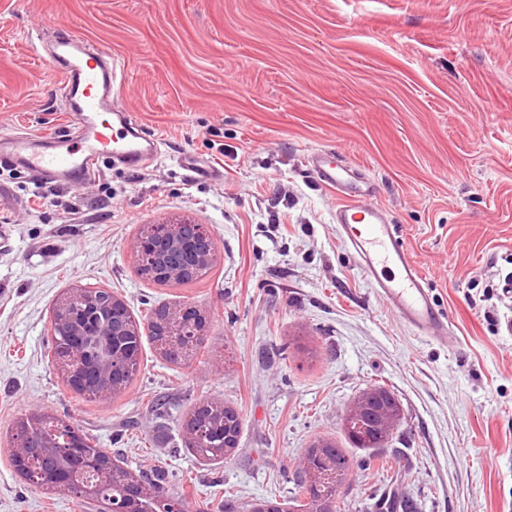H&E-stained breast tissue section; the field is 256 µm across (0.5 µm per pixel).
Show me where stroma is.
Returning <instances> with one entry per match:
<instances>
[{
  "label": "stroma",
  "mask_w": 512,
  "mask_h": 512,
  "mask_svg": "<svg viewBox=\"0 0 512 512\" xmlns=\"http://www.w3.org/2000/svg\"><path fill=\"white\" fill-rule=\"evenodd\" d=\"M84 34L133 60L118 104L159 135L142 170L101 163L56 188L0 164L16 204L0 239V512H101L36 489L9 452L14 422L50 412L147 474L188 512L280 502L305 448L350 459L348 512H369L380 476L344 428L382 385L403 415L386 451L416 512H512V0H0V134L72 136L55 65L37 40ZM373 182L447 318L423 340L376 294L335 222L317 152ZM224 168L189 176L178 159ZM203 225L216 265L187 287L142 280L145 226ZM74 287L104 288L140 314L175 301L206 316L211 353L183 365L141 343L139 372L110 402L81 399L51 360V315ZM237 409L235 452L186 448L182 416Z\"/></svg>",
  "instance_id": "obj_1"
}]
</instances>
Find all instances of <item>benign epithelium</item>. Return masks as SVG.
Instances as JSON below:
<instances>
[{
  "label": "benign epithelium",
  "mask_w": 512,
  "mask_h": 512,
  "mask_svg": "<svg viewBox=\"0 0 512 512\" xmlns=\"http://www.w3.org/2000/svg\"><path fill=\"white\" fill-rule=\"evenodd\" d=\"M181 224L163 221L157 232L140 237L133 244L140 261L152 268L155 274L166 282L188 279L190 268L168 263L172 253L183 252L191 256L195 266L210 268L217 256V246L205 231L194 237L179 233ZM122 319L121 310L114 301H105L95 288H73L53 311L51 332L62 336H74L78 341L64 344L53 352L54 364L66 370L67 383L74 390L83 383L82 372L89 368L98 369L100 377L111 383L119 369V358L124 344H112V330L96 328L88 331V322L100 316ZM203 325L201 315L194 308L172 306L169 318L158 323L157 334L176 338L198 339L202 337L199 326ZM399 405L395 395L386 388H373L364 392L347 409L346 416L358 423V431L352 437L361 447L384 445L386 439L398 424L401 415L387 412L389 405ZM239 413L226 409L224 424V447L235 448L238 443L236 423ZM45 428L51 443L44 448L46 457L55 462L53 480L49 481L38 461L30 457L25 438L15 439L13 461L18 470L28 475L29 483L37 488L48 484L73 493L79 500H95L105 505V512H132L131 502L145 491L142 481L135 482L124 490L121 497L112 495V477L116 468L111 460L81 450V434L65 429L55 420H48ZM305 477V488L301 497V509L307 510L315 501V495L323 481V475L305 466L299 467Z\"/></svg>",
  "instance_id": "benign-epithelium-1"
}]
</instances>
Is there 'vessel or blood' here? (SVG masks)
<instances>
[{
  "label": "vessel or blood",
  "mask_w": 512,
  "mask_h": 512,
  "mask_svg": "<svg viewBox=\"0 0 512 512\" xmlns=\"http://www.w3.org/2000/svg\"><path fill=\"white\" fill-rule=\"evenodd\" d=\"M46 50L63 77L65 109L79 118L76 133L66 139L49 133L1 137V155L44 185L58 187L90 181L104 156L138 168L158 154L160 138L141 132L130 114L113 102L125 63L91 49L73 32L55 37ZM311 163L320 181L339 197L336 223L387 306L421 337L447 339L448 321L433 303L420 263L372 202L371 190L354 188L350 167L334 163L328 154L312 155ZM181 164L198 179L224 176L222 167L200 164L191 153L183 154Z\"/></svg>",
  "instance_id": "1"
}]
</instances>
